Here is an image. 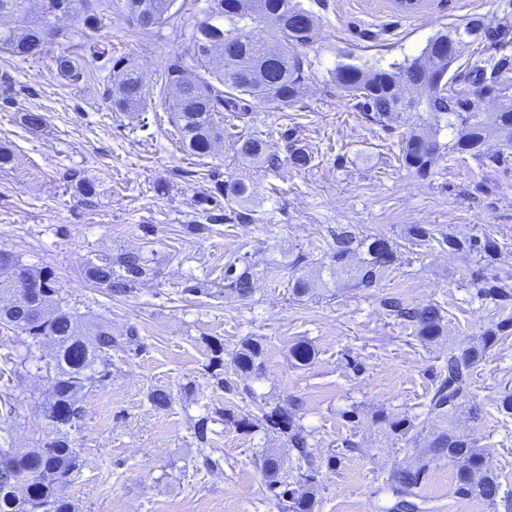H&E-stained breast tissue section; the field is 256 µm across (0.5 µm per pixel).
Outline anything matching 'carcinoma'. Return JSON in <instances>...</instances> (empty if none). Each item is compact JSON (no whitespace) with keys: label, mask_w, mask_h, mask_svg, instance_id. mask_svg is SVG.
Segmentation results:
<instances>
[{"label":"carcinoma","mask_w":512,"mask_h":512,"mask_svg":"<svg viewBox=\"0 0 512 512\" xmlns=\"http://www.w3.org/2000/svg\"><path fill=\"white\" fill-rule=\"evenodd\" d=\"M175 0H125L124 7L136 21L140 33L174 18ZM204 16L195 21L191 34L196 61L211 71L220 86L188 76L182 61L176 58L163 69L161 86L172 97L174 124L184 151L198 158L211 157L223 147L224 113L241 118L249 104L294 103L305 81V68L311 66L304 49L314 42L317 18L303 7L301 0H208ZM76 13V0H0V50L22 61L53 55L59 39L69 32L57 19ZM265 24L268 38L254 35V25ZM455 40L459 45L478 43L479 58L462 71L448 74L459 60L457 52L447 57L438 53V44ZM512 18L505 16L491 31L479 19L460 28L454 26L427 41L420 55L393 62L386 68L366 69L340 62L331 75L336 87L356 100L355 107L365 121L391 129L406 127L401 135L399 161L411 172L425 177L443 157L442 151L466 152L480 161L499 164L512 157ZM108 55V49L95 43L83 53L53 55L59 73L72 82L89 76L91 59ZM115 89L108 95L114 112H142L149 89L138 65L125 57L113 60ZM488 98L503 101L499 115L492 124L484 119L483 103ZM449 141L439 144L442 131ZM294 130L287 129L282 139L287 142L288 163L306 169L313 160L309 151L292 146ZM495 137L499 148L491 153L487 141ZM239 151L271 168L281 164L277 151L252 137L238 139ZM71 186L87 202L98 195L97 180L77 176ZM214 191L224 198L227 207L241 208L237 216L252 220L242 210L249 200L248 185L238 179L216 184ZM409 237L419 245L437 242L450 251H469L476 241L467 236L443 234L435 236L432 229L415 224ZM331 261L338 270L351 275L361 288L375 285L382 269L397 259L390 238L383 235L360 236L347 227L333 234ZM490 272L483 278L480 294L494 302L512 300V275L492 266L496 253L490 245L483 246ZM358 258L352 266L349 260ZM31 289L27 303H35L48 312V319L32 326L23 317L13 284L0 280V328L19 331L31 339L21 363L35 357L33 348L45 339L53 343L54 377L42 417L55 437L34 448L0 447V512H75L73 503L60 494V489L76 480L82 460L71 446L70 430L84 417L79 393L86 383L96 379L99 367L112 362V352L126 350L104 322H84L77 313L65 308L59 299L53 273L46 268L23 266ZM151 268L139 252L121 253L115 257L91 262L86 276L114 294H127L145 278ZM224 287L241 298L254 288L250 267L238 270L230 262L224 266ZM394 315L411 321L418 336L430 340L441 332V309L436 305L405 307L396 298L384 300ZM512 327V318L502 320L486 333L483 349L464 350L448 356L446 371L441 375L428 405V413L448 423V415L466 396L472 368L482 359L484 348L495 336ZM263 348L257 341H246L234 354L233 363L243 374H252L259 365ZM239 427L251 431L264 429L287 438L298 461H308L310 432L299 423L293 405L277 404L261 410V415L247 414L236 420ZM433 458L446 459L456 468L455 494L461 498H478L495 507L503 503L505 512H512V497L500 494L486 454L471 441L446 427L433 433L430 443ZM427 464L393 468L385 479L398 497L396 512H419V505L410 500L425 474ZM268 478L269 502L277 512H314L316 480L312 470L298 472L290 481L280 476L279 457L268 454L263 459Z\"/></svg>","instance_id":"cac0c4a2"}]
</instances>
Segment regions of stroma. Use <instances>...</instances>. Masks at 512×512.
I'll return each instance as SVG.
<instances>
[{
	"label": "stroma",
	"mask_w": 512,
	"mask_h": 512,
	"mask_svg": "<svg viewBox=\"0 0 512 512\" xmlns=\"http://www.w3.org/2000/svg\"><path fill=\"white\" fill-rule=\"evenodd\" d=\"M175 2L184 29L163 23L140 35L121 12L123 0H105L97 24L67 20L70 35L54 48L73 54L95 42L134 59L151 92L142 117L111 111L109 68L74 83L57 73L53 57L22 62L0 51V143L15 152L13 168L0 171V251L51 270L64 306L85 320H104L121 340L132 330L140 338L80 392L86 416L71 438L83 466L62 493L78 512H275L265 498L262 457L269 449L286 460L293 453L283 438L239 428L236 419L295 399L311 433L318 512H388L394 499L386 473L427 455L439 426L426 404L449 352L480 342L512 316V304L498 308L478 292L482 254L413 244L408 229L421 224L490 240L498 266L512 272V158L491 167L452 153L430 177H417L398 160L400 129L363 122L331 71L345 59L384 68L418 56L444 27L474 18L497 25L512 16V0H422L410 14L393 0H303L318 27L297 101L256 106L224 122L280 149L282 132L294 129L314 152L305 170L250 162L232 136L207 159L180 149L161 73L178 57L192 76L207 77L186 30L207 0ZM29 111L44 115L40 128L23 122ZM72 173L98 179L93 203L73 191ZM234 179L250 187L253 222L230 211L207 222L202 196ZM202 223L206 231L195 232ZM339 226L397 243V259L376 287L326 272ZM124 251L142 252L152 269L134 293L115 296L87 279L89 262ZM238 260L253 273L246 298L224 290V267ZM299 276L310 282L302 297L290 292ZM390 295L413 307L440 305L442 335L422 342L415 326L383 308ZM249 339L261 343L263 356L259 374L245 377L231 355ZM26 342L0 331V437L16 448L52 436L41 405L54 374L53 346L42 343L38 361L24 364ZM300 344L314 351L302 367L291 359ZM157 388L170 393L169 407L152 405ZM507 392L512 335H500L473 368L451 424L484 450L502 491L512 493V414L498 405ZM206 415L209 467L193 431ZM402 417L421 430L419 444L390 429L389 420ZM346 439L354 449L342 448ZM455 475L447 461L430 462L415 490L422 512H495L458 498Z\"/></svg>",
	"instance_id": "1"
}]
</instances>
